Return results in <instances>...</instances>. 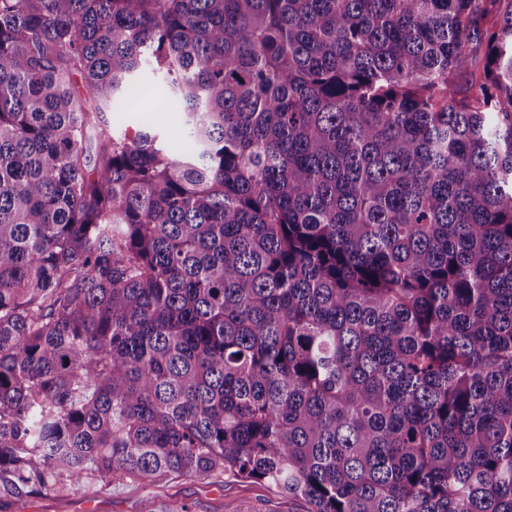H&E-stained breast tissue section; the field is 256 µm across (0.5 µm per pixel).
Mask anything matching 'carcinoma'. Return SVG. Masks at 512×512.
Instances as JSON below:
<instances>
[{"mask_svg":"<svg viewBox=\"0 0 512 512\" xmlns=\"http://www.w3.org/2000/svg\"><path fill=\"white\" fill-rule=\"evenodd\" d=\"M227 473L512 512V0H0V512ZM138 83L132 95L140 102L141 107L162 102L172 95L169 85L149 72L140 76ZM141 112H105L104 118L112 130L119 134H133ZM164 113L165 118L155 131L168 154L173 158H180L190 148L189 142L185 139L180 112Z\"/></svg>","mask_w":512,"mask_h":512,"instance_id":"1","label":"carcinoma"}]
</instances>
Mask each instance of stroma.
<instances>
[{
  "mask_svg": "<svg viewBox=\"0 0 512 512\" xmlns=\"http://www.w3.org/2000/svg\"><path fill=\"white\" fill-rule=\"evenodd\" d=\"M308 512V504L285 496L270 484L230 475L210 479L181 477L152 487L106 480L65 493L47 491L31 498L29 512Z\"/></svg>",
  "mask_w": 512,
  "mask_h": 512,
  "instance_id": "obj_1",
  "label": "stroma"
}]
</instances>
